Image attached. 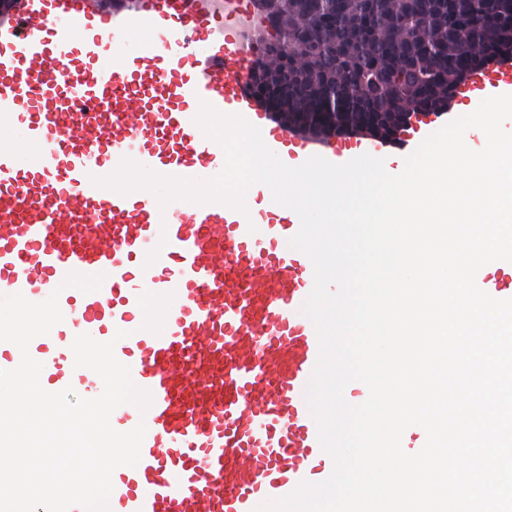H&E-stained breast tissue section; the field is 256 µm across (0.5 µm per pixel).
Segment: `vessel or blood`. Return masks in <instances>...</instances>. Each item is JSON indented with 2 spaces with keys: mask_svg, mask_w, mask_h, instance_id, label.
<instances>
[{
  "mask_svg": "<svg viewBox=\"0 0 512 512\" xmlns=\"http://www.w3.org/2000/svg\"><path fill=\"white\" fill-rule=\"evenodd\" d=\"M252 13L249 0H0V295H57L63 322L29 346L55 391L102 390L74 365L86 333L114 342L151 395L146 411L111 415L146 434L139 462L112 474L109 512H257L333 471L306 402L319 341L301 314L312 263L286 247L296 213L163 206L96 184L126 158L218 175L224 150L196 122L205 103L278 156L310 157L248 92L253 53L236 25ZM509 89L505 68L468 91ZM72 273L103 281L86 293L66 285Z\"/></svg>",
  "mask_w": 512,
  "mask_h": 512,
  "instance_id": "vessel-or-blood-1",
  "label": "vessel or blood"
}]
</instances>
